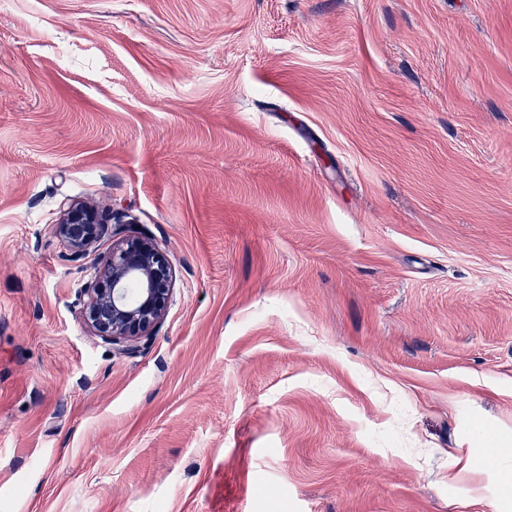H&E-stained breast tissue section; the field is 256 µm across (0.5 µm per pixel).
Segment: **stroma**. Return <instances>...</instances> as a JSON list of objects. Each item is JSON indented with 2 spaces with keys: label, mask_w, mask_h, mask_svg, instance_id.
<instances>
[{
  "label": "stroma",
  "mask_w": 512,
  "mask_h": 512,
  "mask_svg": "<svg viewBox=\"0 0 512 512\" xmlns=\"http://www.w3.org/2000/svg\"><path fill=\"white\" fill-rule=\"evenodd\" d=\"M0 512H512V0H0ZM112 223L117 224L111 229L112 245L99 254L90 281L80 288L88 297L81 316L94 336L129 350L153 336L167 316L175 286L168 252L125 225L136 224L135 217L84 202L64 206L53 227L69 256L78 261L96 248Z\"/></svg>",
  "instance_id": "35a3bbf8"
}]
</instances>
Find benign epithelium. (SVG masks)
Returning a JSON list of instances; mask_svg holds the SVG:
<instances>
[{
	"mask_svg": "<svg viewBox=\"0 0 512 512\" xmlns=\"http://www.w3.org/2000/svg\"><path fill=\"white\" fill-rule=\"evenodd\" d=\"M134 223L129 214L71 201L54 224L55 235L74 261L85 258L107 234L114 236L81 289L87 295L81 316L93 335L119 350L154 335L167 316L175 286L168 252L130 230Z\"/></svg>",
	"mask_w": 512,
	"mask_h": 512,
	"instance_id": "1",
	"label": "benign epithelium"
}]
</instances>
